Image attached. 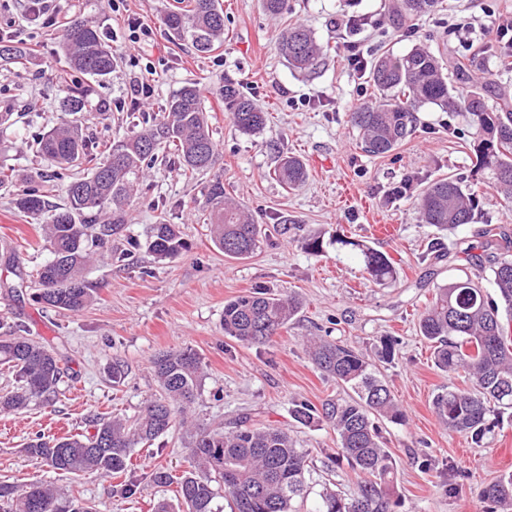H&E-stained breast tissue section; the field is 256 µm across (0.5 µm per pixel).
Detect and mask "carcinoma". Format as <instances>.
Listing matches in <instances>:
<instances>
[{
  "mask_svg": "<svg viewBox=\"0 0 512 512\" xmlns=\"http://www.w3.org/2000/svg\"><path fill=\"white\" fill-rule=\"evenodd\" d=\"M393 21L401 25L436 9L440 0H394ZM166 30L189 38L200 52L223 43L224 10L219 0H192L190 9L163 16ZM67 63L76 71L105 80L115 72L112 46L96 27L75 18L59 34ZM288 64L304 69L318 58L321 46L300 24L284 30L278 41ZM369 78L379 102L361 104L350 113L359 131L363 152L379 156L392 152L415 128V112L425 104L463 111L473 129L476 163L470 177H441L419 194L421 221L440 232H454L474 223L478 197L492 186L512 211V97L493 81L482 91L460 96L448 81L443 65L425 45L400 55L387 52L374 58ZM497 105L490 108L488 97ZM224 111L244 134L264 130L267 112L231 81L224 82ZM141 128L112 143L96 162L87 152L82 129L69 124L44 134L43 155L66 169L94 163L90 173L70 182L63 206H51L29 188L14 199L15 207L42 225L52 258L36 270V297L55 311L78 313L95 300V289L84 277L94 260L92 247L104 248L120 236L126 224L125 205L144 162L157 147L171 143L177 150V169L200 171L212 165L215 143L199 90L188 85L173 94L159 116H142ZM276 180L293 189L308 177L305 163L282 153L274 168ZM211 233L225 256L246 259L260 248L259 225L224 194L215 177L208 188ZM336 251L355 254L367 280L384 285L394 279L388 256L348 237L336 235ZM145 246L159 258H172L185 242L174 224L150 228ZM485 246L499 251L489 266L497 296L489 295L482 277H459L436 287L431 303L419 318V331L433 348L435 366L446 373L464 372L468 389L448 388L432 399L434 413L450 431L481 445L491 428L512 420V226L486 230ZM301 301L266 289L246 291L224 304V335L242 344H265L294 321ZM0 365L12 369L17 386L0 395V412L20 413L33 402L54 401L62 382L59 352L25 335L19 325L0 321ZM309 352L319 370L352 391L342 402L317 407L292 403L294 420L307 425L327 422L336 433V459L344 460L359 476L357 492L349 499L327 492L316 512H393L397 505L393 462L374 417L398 423L405 419L394 395L377 379L372 364L355 347L313 337ZM158 394L147 400L133 418L113 416L89 420L90 430L59 438L37 436L26 443L27 456L59 474L75 478L129 471L133 450L173 428L188 424L187 409L198 397L203 362L192 349L176 348L152 359ZM189 468L177 476L163 468L150 473L159 486L177 485L183 512H223L217 499L230 497L233 512H298L294 503L309 494L307 454L295 447L288 432L261 425L248 414L238 415L213 429L190 434ZM483 498L494 506L512 505V475L487 485ZM0 512H97L96 505L73 492L35 480L22 488L0 483Z\"/></svg>",
  "mask_w": 512,
  "mask_h": 512,
  "instance_id": "obj_1",
  "label": "carcinoma"
}]
</instances>
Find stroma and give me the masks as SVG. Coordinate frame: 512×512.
I'll list each match as a JSON object with an SVG mask.
<instances>
[{
	"label": "stroma",
	"instance_id": "1",
	"mask_svg": "<svg viewBox=\"0 0 512 512\" xmlns=\"http://www.w3.org/2000/svg\"><path fill=\"white\" fill-rule=\"evenodd\" d=\"M191 0H126L112 11L108 0H61L65 18L81 16L95 24L118 60L110 80L99 82L68 70L54 28L33 21L21 0L0 8V42L36 43L39 53L26 65L0 60V318L22 325L28 336L56 348L64 371L53 405H34L20 414L0 413V481L21 487L44 480L78 490L99 512H153L157 502H175L176 486L149 481L158 467L186 466L184 429L176 428L137 447L131 471L136 492L123 497L113 477L61 475L28 457L23 448L36 435L63 436L85 431V420L135 415L157 391L151 360L159 352L189 347L204 366L201 393L190 409L195 425L207 426L239 414L288 430L308 455L311 490L301 512H316L323 491L351 497L358 477L347 463L336 462V436L323 422L302 425L290 413L292 401L315 405L344 399L345 387L312 363L307 341L330 336L351 344L374 365L406 420L379 423L394 465L397 512H489L484 487L512 473L503 454L512 448V423L494 428L483 446L446 430L432 409L435 393L464 387L460 374L438 370L429 344L418 333L420 313L437 285L461 273H476L468 246L482 242L485 225L512 223L493 190H486L475 223L454 236L439 238L422 224L419 190L438 177L468 175L472 169L471 129L461 112L426 105L415 132L391 153L371 156L359 147L349 114L377 92L367 72L342 61L341 22L362 18L356 39L376 54L390 48L404 53L426 44L443 58L466 61L470 81L483 71L512 90V69L497 58V45L471 59V44H486L482 27L489 14L512 10V0H444V11L395 26L388 16L392 0H291L287 16L272 17L261 0H223L224 42L209 53L189 40L173 38L160 24L170 10L188 9ZM144 19L152 33L136 56H128L126 19ZM309 28L324 52L309 70L288 66L276 41L288 24ZM152 71L154 92L138 111L160 112L169 97L188 84L200 90L209 116L216 152L210 170L189 178L173 165V148L140 173L127 211L124 240L114 242L85 272L96 291L94 303L78 313L43 307L31 284L37 267L51 256L39 224L11 203L21 190L35 186L50 204L65 200L70 172H57L36 149V139L60 125H81L92 154L135 129L136 111L126 108L131 85ZM238 84L267 114L266 128L246 135L233 124L222 103L225 81ZM83 86L84 108L66 109L73 82ZM300 156L308 178L288 191L275 180L279 152ZM222 176L224 190L243 204L268 238L246 259L225 257L210 239L205 207L207 188ZM414 191L401 198L389 191L406 177ZM178 225L186 248L177 257L156 259L146 249L130 258L129 240H144L149 225ZM343 233L367 241L386 254L396 278L385 286L370 284L355 256L337 251L331 240ZM323 240V253L304 246ZM441 239L454 257L435 262L428 250ZM253 288L301 299L296 320L267 344L244 345L225 336L226 301ZM393 340L388 358L383 341ZM127 369L122 384L108 371L113 360Z\"/></svg>",
	"mask_w": 512,
	"mask_h": 512
}]
</instances>
